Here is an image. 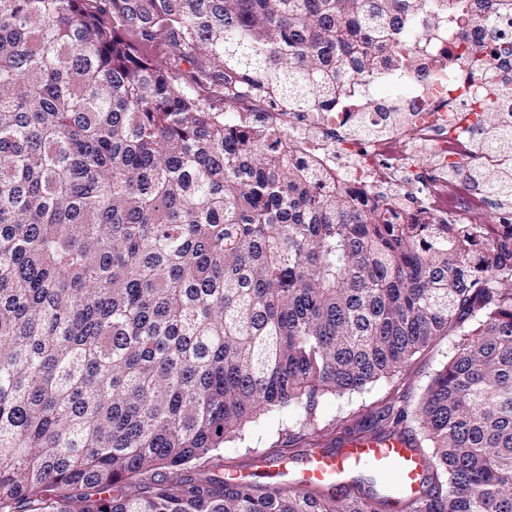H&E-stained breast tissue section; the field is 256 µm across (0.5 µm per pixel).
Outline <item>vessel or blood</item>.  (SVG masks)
Masks as SVG:
<instances>
[{
    "instance_id": "vessel-or-blood-1",
    "label": "vessel or blood",
    "mask_w": 512,
    "mask_h": 512,
    "mask_svg": "<svg viewBox=\"0 0 512 512\" xmlns=\"http://www.w3.org/2000/svg\"><path fill=\"white\" fill-rule=\"evenodd\" d=\"M364 467L388 476L392 488L400 494H412L420 489L422 457L405 437L351 439L332 453L321 450L308 453L302 469L293 476L296 485L303 488L315 484L339 487L349 474Z\"/></svg>"
}]
</instances>
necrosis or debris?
I'll list each match as a JSON object with an SVG mask.
<instances>
[{"instance_id":"obj_1","label":"necrosis or debris","mask_w":512,"mask_h":512,"mask_svg":"<svg viewBox=\"0 0 512 512\" xmlns=\"http://www.w3.org/2000/svg\"><path fill=\"white\" fill-rule=\"evenodd\" d=\"M495 36L512 42V17L464 38L450 23L423 35L413 49L425 76L400 79L406 111H381L363 85L349 111L270 112L266 119L297 142L301 156L318 159L368 199L401 202L411 223L445 222L462 206L480 217L483 199L471 193L465 173L495 169L498 160L475 147L479 106L512 76V57L488 51ZM415 181L424 183L423 195L412 194Z\"/></svg>"}]
</instances>
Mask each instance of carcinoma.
Instances as JSON below:
<instances>
[{
  "instance_id": "obj_1",
  "label": "carcinoma",
  "mask_w": 512,
  "mask_h": 512,
  "mask_svg": "<svg viewBox=\"0 0 512 512\" xmlns=\"http://www.w3.org/2000/svg\"><path fill=\"white\" fill-rule=\"evenodd\" d=\"M512 0H0V512H512V236L409 224L295 142L226 117L334 111L411 43ZM487 109L512 113V78ZM479 149L503 157L512 131ZM492 191L512 196V162ZM460 340L395 503L254 473L224 444Z\"/></svg>"
}]
</instances>
